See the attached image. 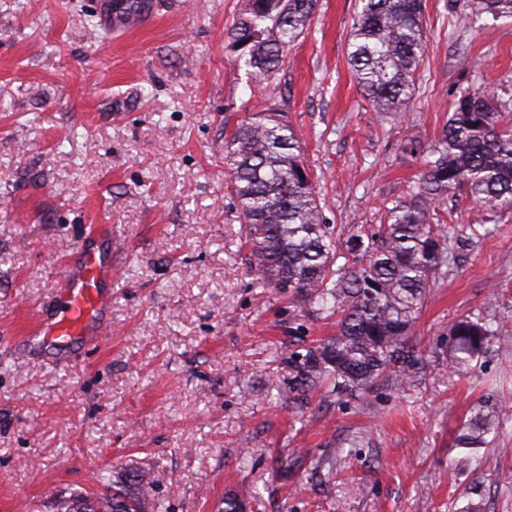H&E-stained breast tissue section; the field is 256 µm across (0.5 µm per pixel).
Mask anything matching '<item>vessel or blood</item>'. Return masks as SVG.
I'll return each instance as SVG.
<instances>
[{
    "label": "vessel or blood",
    "instance_id": "1",
    "mask_svg": "<svg viewBox=\"0 0 512 512\" xmlns=\"http://www.w3.org/2000/svg\"><path fill=\"white\" fill-rule=\"evenodd\" d=\"M111 282V253L83 241L65 263L49 304L41 309L32 340L63 353L97 346L112 328L106 315L111 299L103 293Z\"/></svg>",
    "mask_w": 512,
    "mask_h": 512
}]
</instances>
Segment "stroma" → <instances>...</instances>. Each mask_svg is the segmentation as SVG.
Segmentation results:
<instances>
[{
    "label": "stroma",
    "instance_id": "obj_1",
    "mask_svg": "<svg viewBox=\"0 0 512 512\" xmlns=\"http://www.w3.org/2000/svg\"><path fill=\"white\" fill-rule=\"evenodd\" d=\"M243 0H156L113 29L102 0H0V512H53L146 471L162 512H512V419L459 448L479 411L512 410V342L470 368L448 330L482 313L512 331V210L463 199L472 241L421 308L401 389L301 391L288 355L333 335L256 288L224 136L265 108L227 51ZM425 0L427 50L401 112H377L348 64L356 0H318L273 85L332 228L383 222L456 94H512V19L463 24ZM110 225L112 333L72 356L20 348L89 227Z\"/></svg>",
    "mask_w": 512,
    "mask_h": 512
}]
</instances>
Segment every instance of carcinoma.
<instances>
[{"instance_id": "cac0c4a2", "label": "carcinoma", "mask_w": 512, "mask_h": 512, "mask_svg": "<svg viewBox=\"0 0 512 512\" xmlns=\"http://www.w3.org/2000/svg\"><path fill=\"white\" fill-rule=\"evenodd\" d=\"M118 11L142 16L154 0H117ZM317 0H244L227 45L269 105L253 112L224 140L231 193L246 224L251 267L262 288L288 291L320 313L336 312V334L288 362L300 387L353 395L379 379L406 383L411 329L430 288L447 265L451 236L437 211L457 193L491 209H512V124L504 121L496 93L466 88L440 135L429 143L408 141L405 151L423 158L415 186L386 208V223L368 236L362 229L341 238L326 224L319 192L304 163L294 131L283 119L271 88L284 53L307 29ZM472 12L512 18V0H471ZM424 0H359L347 58L363 95L377 112H400L415 86L427 49ZM508 339L479 316L449 330L451 364L462 368L487 354L492 341ZM497 426L480 418L459 435L462 448L488 443ZM98 491L57 504V512H158L144 474L129 487L97 474Z\"/></svg>"}]
</instances>
